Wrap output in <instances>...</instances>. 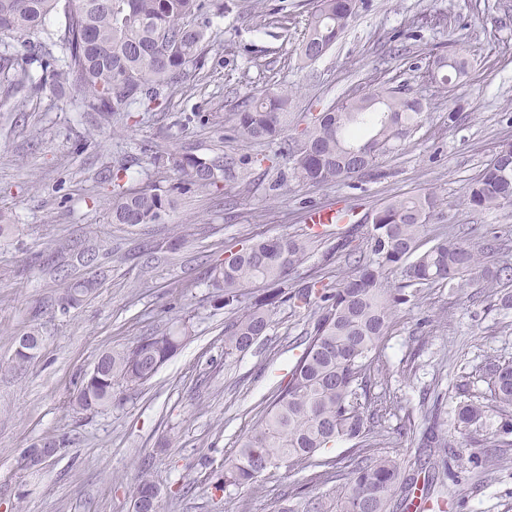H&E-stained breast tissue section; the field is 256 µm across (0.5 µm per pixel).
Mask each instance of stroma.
<instances>
[{"label":"stroma","instance_id":"35a3bbf8","mask_svg":"<svg viewBox=\"0 0 512 512\" xmlns=\"http://www.w3.org/2000/svg\"><path fill=\"white\" fill-rule=\"evenodd\" d=\"M212 44L196 77L158 103L137 107L125 127L92 122L64 97L20 100L0 85V211L15 229L0 237V512H131L132 491L148 475L163 491L164 512H277L281 498L303 506L334 494L307 469L263 476L258 489L211 483L302 353L310 312L282 303L266 336L249 351L225 355L231 316L206 270L227 252L279 235L307 239L309 211L346 210L324 226L290 283L335 287L349 265L335 251L348 235L368 254L373 211L391 199L436 193L443 221L426 225L423 247L448 233L496 241L512 260V207L476 212L465 188L512 139V0H361L343 37L320 59L297 49L314 0H224ZM466 58L467 74L441 86L424 80L437 54ZM386 84L424 110L421 127L373 170L341 183L299 180L276 146L239 137L227 119L267 89L291 91L284 138L298 148L313 115L348 96ZM248 157L234 180L204 194L185 190L157 224L111 221L113 185L175 183L158 171L154 151ZM71 243L51 254L53 240ZM92 281L82 301L60 310V274ZM37 326L43 344L30 363L12 367L13 340ZM186 332L178 352L136 388L116 386L110 406L76 409L84 375L109 348L132 346L162 331ZM512 361V310L493 298L434 285L402 305L379 349L371 393L384 409L374 425L381 452L413 463L424 392L440 396L452 427L461 395L485 396L488 359ZM68 439L34 473L18 461L32 443ZM467 447L448 460L467 494L447 512H512V447L500 449L488 477L475 473Z\"/></svg>","mask_w":512,"mask_h":512}]
</instances>
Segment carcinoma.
<instances>
[{"label":"carcinoma","mask_w":512,"mask_h":512,"mask_svg":"<svg viewBox=\"0 0 512 512\" xmlns=\"http://www.w3.org/2000/svg\"><path fill=\"white\" fill-rule=\"evenodd\" d=\"M358 0H317L298 48L299 58L316 60L345 32L357 13ZM61 13L55 30L47 21ZM224 15V0H0V38L27 48L45 70L33 81L16 58L0 56V74L18 92L46 89L61 96L71 87L82 91L86 107L110 124L124 120L135 105L154 103L164 91H175L201 66L209 47L208 29L214 16ZM432 82L448 86V73L466 74L463 60L441 54L433 60ZM292 96L267 90L231 114L232 130L246 140L282 141L288 128ZM423 121V107L397 90L380 86L346 98L320 113L303 132L300 148L288 152L296 177L316 185L339 184L374 166L376 160L410 139ZM153 163L171 167L185 183L208 192L235 173L238 163L215 156L177 157L157 152ZM156 184L120 190L112 195V223L156 224L170 205V191ZM469 207L492 212L512 205V141L498 144L493 158L468 183ZM437 197L424 192L393 199L372 214L368 231L369 257L354 261L336 288L290 287L287 276L307 255L306 245L281 235L260 239L211 265L209 286L233 317L224 324V355L242 353L267 335L274 310L284 302L313 310L304 349L277 388L256 427L243 436L236 454L224 463L212 487L254 490L265 473L281 468L313 467L312 479L332 477L343 482L332 496L308 498L302 509L282 499L278 512H397L407 508L417 478L388 455H382L368 426L375 414L369 398V371L379 345L388 334L398 308L410 301L405 287L441 284L462 288L471 283L489 291L503 310L512 308V263L491 261L496 251L476 247L455 235L420 250L427 224L442 218ZM401 271L407 286L391 289L386 274ZM64 310L81 301L91 283H69L61 276ZM263 285L254 302L243 304L244 290ZM29 354L15 356L17 366L30 362L42 344L38 329L25 332ZM184 337L163 332L136 345L101 354L99 373L86 377L76 397L81 410L112 403L114 386L136 387L151 381L180 348ZM491 401L500 412L512 409V361L490 360L484 367ZM489 406L472 399L456 407L455 430L467 445H478ZM512 425L501 426L499 439L476 457L489 466L497 448L512 446ZM351 441L354 465L345 474L332 471L334 460H319L330 443ZM427 459L445 458L448 429L432 417L418 441Z\"/></svg>","instance_id":"obj_1"}]
</instances>
